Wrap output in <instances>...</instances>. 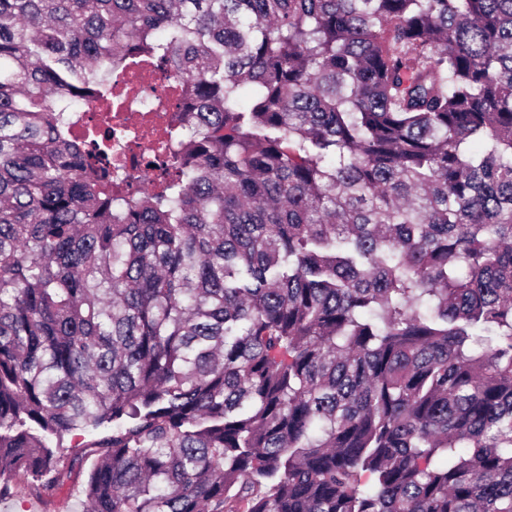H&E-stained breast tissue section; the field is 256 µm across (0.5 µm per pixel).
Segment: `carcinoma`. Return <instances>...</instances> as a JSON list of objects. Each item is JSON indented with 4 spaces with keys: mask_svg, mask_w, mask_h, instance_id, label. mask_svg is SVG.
Instances as JSON below:
<instances>
[{
    "mask_svg": "<svg viewBox=\"0 0 512 512\" xmlns=\"http://www.w3.org/2000/svg\"><path fill=\"white\" fill-rule=\"evenodd\" d=\"M135 54L188 130L114 197L67 117ZM76 470L89 512H512V0H0V503Z\"/></svg>",
    "mask_w": 512,
    "mask_h": 512,
    "instance_id": "cac0c4a2",
    "label": "carcinoma"
}]
</instances>
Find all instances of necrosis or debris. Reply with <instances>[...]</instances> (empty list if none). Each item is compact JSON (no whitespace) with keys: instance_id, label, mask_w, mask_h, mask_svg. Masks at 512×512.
<instances>
[{"instance_id":"4bbe7bcc","label":"necrosis or debris","mask_w":512,"mask_h":512,"mask_svg":"<svg viewBox=\"0 0 512 512\" xmlns=\"http://www.w3.org/2000/svg\"><path fill=\"white\" fill-rule=\"evenodd\" d=\"M183 98L173 74L145 55L112 69V97L82 100L70 114L79 141L111 135L112 186L123 194L156 187L153 157L175 151Z\"/></svg>"}]
</instances>
